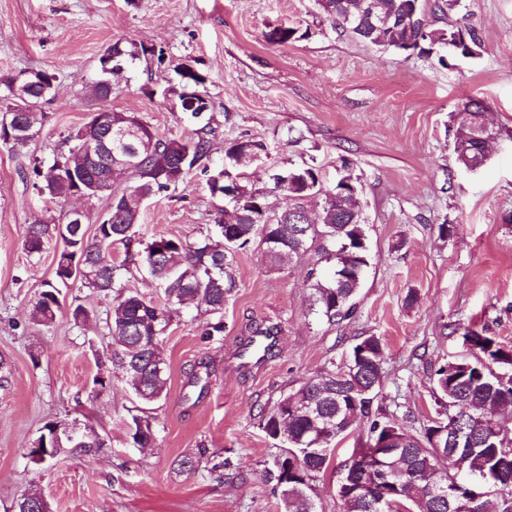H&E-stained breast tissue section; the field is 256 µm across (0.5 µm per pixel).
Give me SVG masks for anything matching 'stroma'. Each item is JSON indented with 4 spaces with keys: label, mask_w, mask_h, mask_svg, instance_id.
I'll list each match as a JSON object with an SVG mask.
<instances>
[{
    "label": "stroma",
    "mask_w": 512,
    "mask_h": 512,
    "mask_svg": "<svg viewBox=\"0 0 512 512\" xmlns=\"http://www.w3.org/2000/svg\"><path fill=\"white\" fill-rule=\"evenodd\" d=\"M457 22L475 27L483 48L444 67L433 55L340 34L317 0H0V75L56 76L35 142L0 144V512L34 487L53 512H280L263 477L280 444L258 426L280 392L342 366L360 337L376 336L386 358L373 408L416 435L434 416L435 370L473 355L461 326L485 328L512 348V0H461L433 17L438 28ZM281 26L299 38L269 40ZM117 41L162 56L125 63L113 76V111L138 115L163 137L188 135L194 122L165 92L180 86L182 71L199 73L213 162L222 161L225 141L264 144L267 157L241 174L274 206L284 199L272 193L271 176L294 164L316 162L328 187L347 173L359 178L371 256L352 312L331 323L306 285L315 256L276 266L258 246L240 251L223 333L207 335L218 318L191 305L162 340L167 395L148 412L155 440L145 448L128 435L127 376L104 352L109 302L75 283L54 323L38 325L32 304L53 279L60 245L38 255L24 249L29 224L66 221L71 201L39 195L31 170L98 108L90 87ZM469 97L485 101L494 130L488 159L474 171L453 151L455 113ZM212 211L196 171L145 203L137 235L193 241L212 233ZM73 303L94 313L84 327L70 319ZM268 326L274 347L263 356L249 340ZM196 373L207 374L205 386L192 384ZM99 375L111 385L93 400ZM51 421L94 428L102 448H70L35 464L29 450ZM367 432L358 423L314 480L318 512H344L342 467ZM215 456L230 462L223 474L209 470ZM188 457L195 469L182 468Z\"/></svg>",
    "instance_id": "35a3bbf8"
}]
</instances>
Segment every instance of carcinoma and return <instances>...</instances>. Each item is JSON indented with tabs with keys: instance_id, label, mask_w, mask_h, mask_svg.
I'll use <instances>...</instances> for the list:
<instances>
[{
	"instance_id": "obj_1",
	"label": "carcinoma",
	"mask_w": 512,
	"mask_h": 512,
	"mask_svg": "<svg viewBox=\"0 0 512 512\" xmlns=\"http://www.w3.org/2000/svg\"><path fill=\"white\" fill-rule=\"evenodd\" d=\"M335 28L383 49L430 54L445 48L463 57L481 55L482 40L477 30L457 23L435 28L424 0H377L380 19L359 18L361 0H318ZM155 51L145 46L126 47L114 42L100 57L102 75L116 66L132 62ZM42 82L33 86L39 107L34 112H17L15 120L37 134L46 115L41 104L54 91L55 75L42 72ZM188 116L198 128L184 138H162L138 116L113 113L112 123L129 122L141 133L119 138L114 133L99 154L84 163L77 161L80 130L64 138L65 152L32 167L35 186L52 200H67L76 193L88 199L110 198L108 210L95 227L93 236L76 224L39 222L27 227L24 248L33 255L42 253L52 239H61L56 255L54 281L38 295L32 319L44 326L55 321L62 309V289L78 280L112 303L108 324L110 362L129 376V384L139 401L149 405L161 400L167 391L168 367L156 336L165 335L173 318L188 302L212 315L224 311V301L233 288L231 265L235 254L257 242L275 264L291 262L313 251L331 271L320 275L309 272L319 313L329 322L346 317L352 300L361 288L369 266V250L360 214L362 186L352 176L340 178L331 189L323 187L319 168L304 163L274 175L273 190L288 198V208H267L264 193L242 184L237 166L244 159L261 155L263 145L249 140H233L224 149V163L209 169L212 152L209 102L194 94ZM486 106L479 98H468L456 112L458 118L455 150L458 162L469 170L482 167L487 155L472 130L487 125ZM201 169L213 199L214 235L189 241L180 237H156L144 243L136 239L135 227L143 213L142 198H150L184 183L192 170ZM238 191L239 199L224 207L226 191ZM121 244L126 258L112 261V245ZM143 267L162 290L156 301L124 289L123 272L129 265ZM463 343L482 354L480 359L460 358L434 372L436 417L418 435H413L387 416L372 415L376 389L383 378L385 347L377 336H364L355 343L347 363L299 388L282 393L264 413L260 428L285 445L265 468L264 477L280 493L281 512H317L310 495L312 482L330 465L335 442L356 422L370 420L369 437L374 441L392 440L398 452L391 464L379 470H357L349 481L363 492L352 497L347 512H448V505H437L435 484L448 487L454 495L457 484L471 476L487 479L490 497L475 505L492 512L498 493L512 497V452L502 446L495 430L498 413L512 407V370L494 373L486 362L512 367V350L507 351L485 329L464 328ZM57 422L46 423L37 441L49 448H70L66 437H54ZM132 443L144 448L154 439L150 423L134 415L128 424ZM439 431L448 435V447H433Z\"/></svg>"
}]
</instances>
